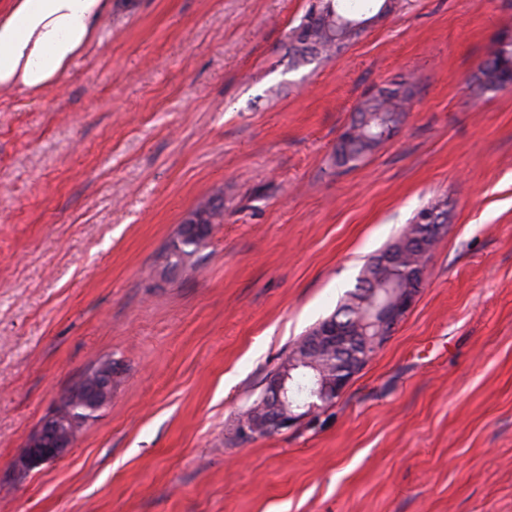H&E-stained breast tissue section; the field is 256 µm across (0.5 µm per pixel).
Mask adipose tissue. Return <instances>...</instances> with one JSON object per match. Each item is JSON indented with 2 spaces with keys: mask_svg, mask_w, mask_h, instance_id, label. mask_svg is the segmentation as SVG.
I'll return each instance as SVG.
<instances>
[{
  "mask_svg": "<svg viewBox=\"0 0 512 512\" xmlns=\"http://www.w3.org/2000/svg\"><path fill=\"white\" fill-rule=\"evenodd\" d=\"M111 8L112 0H0V88L50 89Z\"/></svg>",
  "mask_w": 512,
  "mask_h": 512,
  "instance_id": "obj_1",
  "label": "adipose tissue"
}]
</instances>
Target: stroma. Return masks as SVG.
<instances>
[{
  "label": "stroma",
  "instance_id": "1",
  "mask_svg": "<svg viewBox=\"0 0 512 512\" xmlns=\"http://www.w3.org/2000/svg\"><path fill=\"white\" fill-rule=\"evenodd\" d=\"M308 4L112 0L55 87L0 89V512H512V89L474 86L512 0H398L296 65ZM402 80L395 136L336 167L357 104ZM431 204L447 222L406 317L333 403L242 441L292 347ZM107 357L109 404L18 473Z\"/></svg>",
  "mask_w": 512,
  "mask_h": 512
}]
</instances>
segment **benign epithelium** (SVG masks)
Here are the masks:
<instances>
[{"label": "benign epithelium", "mask_w": 512, "mask_h": 512, "mask_svg": "<svg viewBox=\"0 0 512 512\" xmlns=\"http://www.w3.org/2000/svg\"><path fill=\"white\" fill-rule=\"evenodd\" d=\"M429 250H424L409 268L412 284L400 288H372L370 305L362 313L359 325L368 328L372 325L377 335L366 337L368 347L377 352L382 341L402 321L416 301L428 271ZM340 327L336 319L329 318L320 323L301 349L292 354L272 376L264 392V399L256 413L244 416L238 424L239 435L248 440L259 435L260 431L270 432L288 429L302 418L312 414L322 404L336 399L350 382V378L338 374L319 380L318 387L310 389L309 398L304 402H293L295 390L294 371L301 366L315 367V359L324 350L336 347ZM112 399V375H97L81 387L64 391L55 407L45 416L38 429L28 438L23 456L17 462V468L29 470L43 464H49L63 457L74 444L77 423L66 414L63 406L68 403L106 405Z\"/></svg>", "instance_id": "1"}]
</instances>
